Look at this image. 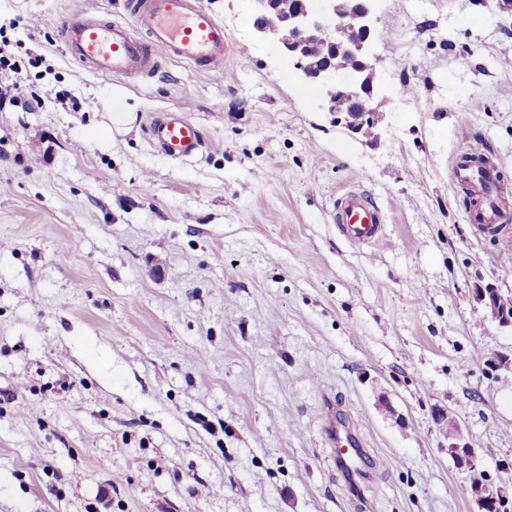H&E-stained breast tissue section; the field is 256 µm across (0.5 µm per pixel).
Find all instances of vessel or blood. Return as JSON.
Returning a JSON list of instances; mask_svg holds the SVG:
<instances>
[{
	"instance_id": "1",
	"label": "vessel or blood",
	"mask_w": 512,
	"mask_h": 512,
	"mask_svg": "<svg viewBox=\"0 0 512 512\" xmlns=\"http://www.w3.org/2000/svg\"><path fill=\"white\" fill-rule=\"evenodd\" d=\"M125 17L105 19L101 10H79L58 24L65 55L87 72L106 78L144 79L155 75L159 55L187 63L204 72H220L233 46L223 25L201 0H124ZM150 134L166 155L189 158L201 151L203 134L185 113L177 109L155 121ZM455 177L478 186L479 203L470 221L480 232L503 235L512 230V213L497 202L501 177L489 165L476 174L456 167ZM335 219L350 243L371 246L382 238V218L368 197L349 190L336 200ZM334 404L325 401L324 432L333 448H355L354 431L340 429L332 416Z\"/></svg>"
}]
</instances>
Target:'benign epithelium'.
<instances>
[{
  "label": "benign epithelium",
  "instance_id": "7a95c632",
  "mask_svg": "<svg viewBox=\"0 0 512 512\" xmlns=\"http://www.w3.org/2000/svg\"><path fill=\"white\" fill-rule=\"evenodd\" d=\"M252 3V27L256 37L276 44L283 54L298 60L296 70L303 84H317L325 89L324 108L331 114L348 116L341 112L338 102L362 108L355 113L356 123L346 125L356 133L371 135L379 128V118L371 107L376 71L369 63L372 41V2L358 0L355 11L342 14L341 0H323L326 8L313 7L314 0H295L293 7L282 0H249ZM278 11L281 23L271 25L267 15ZM317 38L336 48L337 55L317 69L303 58V51ZM477 299L492 317L502 323L512 322V299L505 298L493 287L478 290ZM448 438V456L459 468L473 473L480 470L483 459L464 438L460 426L445 429ZM480 512H498L508 503L505 496L490 488L483 479L471 485Z\"/></svg>",
  "mask_w": 512,
  "mask_h": 512
}]
</instances>
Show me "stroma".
I'll return each instance as SVG.
<instances>
[{
    "label": "stroma",
    "instance_id": "stroma-1",
    "mask_svg": "<svg viewBox=\"0 0 512 512\" xmlns=\"http://www.w3.org/2000/svg\"><path fill=\"white\" fill-rule=\"evenodd\" d=\"M202 3L238 49L223 73L163 55L139 81L57 40L123 0H0L42 58L21 72L39 111H0V512H478L441 409L512 502V369L487 366L512 323L476 299L512 296V250L454 176L466 131L512 212V0H375L373 142L255 39L247 0ZM182 105L205 141L187 160L148 137ZM350 189L381 211L372 247L333 219ZM327 397L364 444L352 479ZM333 409V402L330 398H327L323 406L325 416L324 432L329 446L338 449L337 453L339 457L341 452L340 448H358L359 442L356 433L351 429L336 428V419L332 417Z\"/></svg>",
    "mask_w": 512,
    "mask_h": 512
}]
</instances>
